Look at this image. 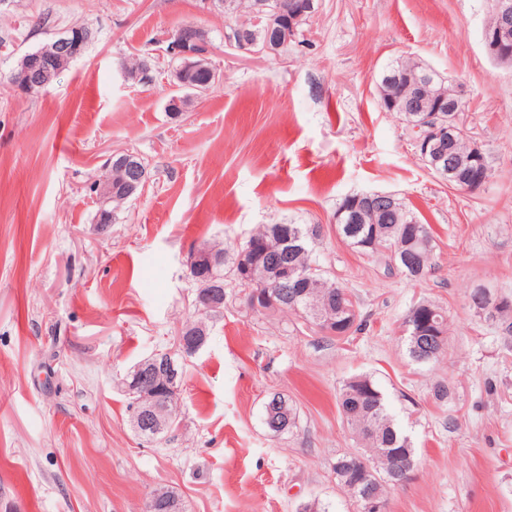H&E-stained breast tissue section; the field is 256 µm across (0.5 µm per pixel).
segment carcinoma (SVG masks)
<instances>
[{
	"mask_svg": "<svg viewBox=\"0 0 512 512\" xmlns=\"http://www.w3.org/2000/svg\"><path fill=\"white\" fill-rule=\"evenodd\" d=\"M249 6V0H237L238 15L233 24L246 30L251 39L262 42L266 38L265 31L245 19ZM422 67L421 61L403 57L385 68L378 85V97L384 110L390 109L391 102L400 101L406 96V90L403 83L397 81V75ZM449 89L447 81L437 76L433 82L422 86L417 105L430 110L434 108L437 97L448 94ZM447 157L457 159L467 169L478 166L477 173L481 180L490 177L488 160L475 164L472 161V148L462 136L447 145ZM359 214L357 223L338 225L339 233L353 248L366 255L383 256L388 271L396 270L415 280H421L431 272L436 247L431 228L421 223L404 202L399 201L395 209L383 210L373 216L363 209ZM275 228V224H264L232 249L217 248L223 254L220 264L190 273V277L199 283V291H207L216 284L224 285V266L229 263L234 281L241 287H250V297L258 298L267 291V286L277 283L288 268L295 267L311 273L313 288L299 299L297 307L288 305L286 310L312 322L313 306L323 305L332 297L343 294L348 297L349 304L357 305L353 295L346 289L325 278L321 270L311 269L312 264L316 263L311 244L321 237V225L290 224L288 233L293 237L300 236V240L272 249L263 245V242L274 235ZM426 308L438 311L440 333L448 334L447 315L438 305L429 301L420 302L412 308L406 323L417 324L420 311ZM487 314L501 321L506 332H512V322L509 321L512 317V300L490 303ZM367 329V321L356 313L335 326L331 336L343 340ZM446 344L445 339L438 345L425 341L421 336L410 335L408 354L417 363L435 362L444 353ZM265 406L272 407L270 411L264 410V424L271 432L279 435L296 427L297 411L288 397L274 393L267 399ZM339 406L344 420L363 442V451L347 452L336 457V462L341 464L340 469L333 470L336 482L357 503L366 494L377 497L386 512L389 490L396 486L390 467L391 453H399V459H405L415 467L417 462L414 448L408 437L396 427L383 394L371 377L359 375L348 379L340 389Z\"/></svg>",
	"mask_w": 512,
	"mask_h": 512,
	"instance_id": "1",
	"label": "carcinoma"
}]
</instances>
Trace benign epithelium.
Returning <instances> with one entry per match:
<instances>
[{"label": "benign epithelium", "instance_id": "7a95c632", "mask_svg": "<svg viewBox=\"0 0 512 512\" xmlns=\"http://www.w3.org/2000/svg\"><path fill=\"white\" fill-rule=\"evenodd\" d=\"M311 0H284L278 7L269 6V0H250L249 13L255 22H262L268 32L267 42L259 45L248 39L243 30L236 28L224 40L244 53L275 55L281 43L287 38L285 26L295 28V23L309 12ZM496 23L487 27L483 34V44L488 56L494 61L509 65L512 63V0H492ZM90 34L70 27L55 36L50 45L23 60L22 68L15 74L20 89L33 91L49 86L57 76L77 59L82 46L87 44ZM168 53L180 60L173 70L174 90H192L191 77L204 62L209 61V45L205 41L195 44L181 35L169 36ZM419 135L415 145L422 159L429 156L444 160L443 146L456 140L458 130L453 123H444L436 112L420 113V123L415 127ZM112 166V180L99 186L97 201L105 208L116 197H129L145 187L148 171L141 166L138 156L132 152H117L109 160ZM356 198L376 207H393L396 195L391 193L362 192ZM222 257L206 248L195 250L188 260V269L197 270L203 264L215 265ZM196 306L206 312L224 308V298L219 292H204L197 295ZM207 329L204 324L191 325V332L178 343L180 360L195 355L205 344ZM135 379L127 387L142 394L133 412L132 424L139 431L162 425L158 420L157 402L168 401L177 395L182 375L172 360V353L165 356L153 355L135 367ZM153 512H178L179 497L167 489L157 488L152 494Z\"/></svg>", "mask_w": 512, "mask_h": 512}]
</instances>
